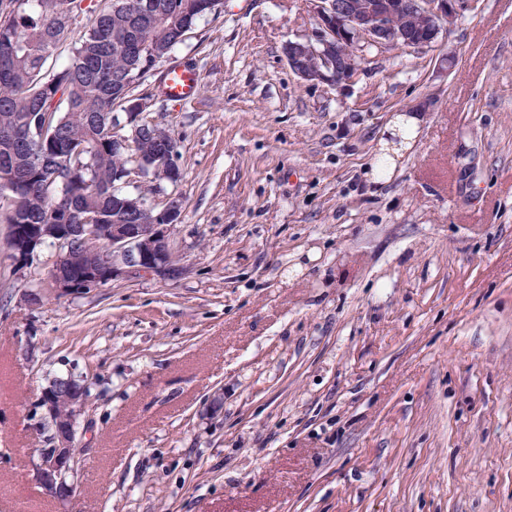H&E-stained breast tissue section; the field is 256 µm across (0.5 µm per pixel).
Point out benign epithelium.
Wrapping results in <instances>:
<instances>
[{
	"label": "benign epithelium",
	"instance_id": "1",
	"mask_svg": "<svg viewBox=\"0 0 512 512\" xmlns=\"http://www.w3.org/2000/svg\"><path fill=\"white\" fill-rule=\"evenodd\" d=\"M313 19L311 37L288 41L285 58L291 71L309 85L327 84L341 91L355 82L361 52L370 47L420 51L431 48L452 26L464 0H307ZM176 160L167 154L150 171L157 189L171 184ZM176 197L166 198L147 224H23L9 236L13 266L22 270L39 258L42 242L55 243L48 275L57 296L89 295L111 282L147 275L178 279L186 267L170 262V232L180 222ZM82 236L83 258L74 262L73 241ZM84 383L51 378L42 387L32 427L48 432L51 446L36 449L35 480L54 500L64 503L77 492L81 452L75 444L77 421L85 412Z\"/></svg>",
	"mask_w": 512,
	"mask_h": 512
}]
</instances>
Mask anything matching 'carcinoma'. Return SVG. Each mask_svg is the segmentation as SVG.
<instances>
[{
	"label": "carcinoma",
	"mask_w": 512,
	"mask_h": 512,
	"mask_svg": "<svg viewBox=\"0 0 512 512\" xmlns=\"http://www.w3.org/2000/svg\"><path fill=\"white\" fill-rule=\"evenodd\" d=\"M0 28V219L7 224H123L133 206L144 221L157 210L128 191L127 168L156 161L155 128L145 126L123 149L112 144L114 109L131 112L132 96L197 23L223 0H106L72 43L69 60L47 68L49 40L72 33L75 0H19ZM59 142L37 151L35 128ZM77 143L79 163L67 157Z\"/></svg>",
	"instance_id": "obj_1"
}]
</instances>
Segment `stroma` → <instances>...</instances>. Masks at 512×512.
<instances>
[{"label":"stroma","instance_id":"35a3bbf8","mask_svg":"<svg viewBox=\"0 0 512 512\" xmlns=\"http://www.w3.org/2000/svg\"><path fill=\"white\" fill-rule=\"evenodd\" d=\"M312 29L306 0H224L158 65L199 95L143 85L181 153V279L58 297L0 222V512H512V0L365 50L344 94L288 67ZM67 373L89 403L61 509L28 414ZM200 89L198 71L189 65H177L168 72L163 83L164 96L175 102L194 99Z\"/></svg>","mask_w":512,"mask_h":512}]
</instances>
